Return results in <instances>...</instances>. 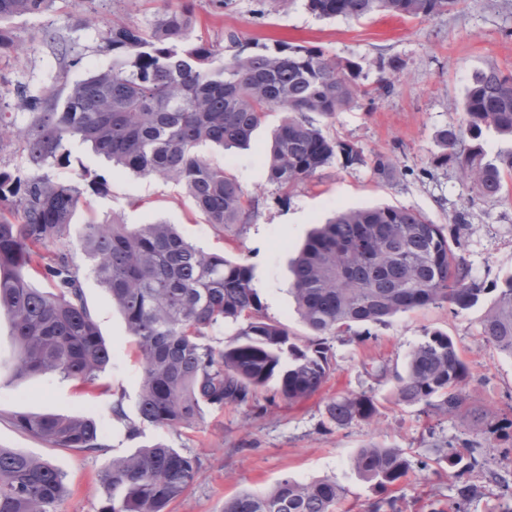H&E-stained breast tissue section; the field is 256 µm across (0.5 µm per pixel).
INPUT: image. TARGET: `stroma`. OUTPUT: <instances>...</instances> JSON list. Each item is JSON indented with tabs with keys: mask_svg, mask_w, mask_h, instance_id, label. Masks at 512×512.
I'll return each instance as SVG.
<instances>
[{
	"mask_svg": "<svg viewBox=\"0 0 512 512\" xmlns=\"http://www.w3.org/2000/svg\"><path fill=\"white\" fill-rule=\"evenodd\" d=\"M177 0H95L98 20L86 25L84 0H57L54 9L0 24L11 48L0 51V91L12 95L17 86L34 94L56 92L64 84L86 78L112 65L103 47V33L113 20L148 27L154 17L175 7ZM195 33L227 57V35L247 41L274 39L315 46L362 67L360 81L377 85L393 82L391 93L374 102L358 101L323 123L337 138L360 148L364 155H391L399 170L396 179L383 182L370 168L348 166L335 159L308 183L282 195L266 180L265 154L272 130L281 120L270 113L255 130L246 150L221 152L200 147L201 155L224 166L255 198V215L242 229L219 232L205 224L181 185L153 177H139L112 167L79 140L68 144V156L55 163L50 175L74 179L83 170L106 178L105 190L88 194L76 210L69 247L78 251L84 225L121 219L147 224L158 219L177 225L188 241L207 251L252 266L253 285L265 315L296 332L304 328L294 312L288 290L290 261L316 223L349 208L399 205L425 214L431 221L453 226L458 216L466 224L459 231L460 255L482 288L474 306L429 307L397 315L384 323L362 325L359 334L328 337L330 372L322 388L310 398L291 404L274 391L258 402L205 412L190 429L142 424L128 437L126 422L136 419L140 363L120 312L105 288L83 274L85 295L99 331L112 347V363L101 375L98 389H86L58 376L16 377L12 363L16 345L10 320L0 310V448H10L50 461L66 476L67 493L59 512H102L106 501L98 474L112 459L143 445L166 443L199 461V476L174 512H224L228 499L243 493L270 491L283 477L302 482L329 478L345 490L337 512H365L377 493L372 482L352 466L359 448L375 442L403 449L413 472L401 486L402 512H421L425 503L446 502L459 481L477 486L466 512H498L481 472L456 477L435 462L440 447L469 439L482 443L491 466L512 478V439L484 446L481 428L466 432L453 416L424 413L421 406L396 403L395 372L403 370L408 353L425 331L447 332L468 364L463 386L465 405L485 421L501 418L512 409V359L486 346L480 324L495 299V288L512 275V195L501 201L482 199L464 186L455 164L436 165L442 152L438 133L459 123L473 75L493 66L512 72V0H460L450 12L420 19L381 14L355 21L323 19L309 12L305 0H231L220 9L212 0H193ZM65 39L70 65L58 55L50 36ZM368 392L375 396L379 414L370 422L339 428L330 423L325 406L336 394ZM122 402L126 420L112 413ZM18 413L83 415L94 418L107 436L108 446L90 455L55 448L31 437L13 423Z\"/></svg>",
	"mask_w": 512,
	"mask_h": 512,
	"instance_id": "1",
	"label": "stroma"
}]
</instances>
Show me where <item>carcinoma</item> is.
Instances as JSON below:
<instances>
[{
	"label": "carcinoma",
	"instance_id": "obj_1",
	"mask_svg": "<svg viewBox=\"0 0 512 512\" xmlns=\"http://www.w3.org/2000/svg\"><path fill=\"white\" fill-rule=\"evenodd\" d=\"M459 0H306L321 18L360 21L375 14L428 17ZM55 0H0V24L38 15ZM191 0L165 10L149 27L114 20L104 37L112 67L64 87L63 99L38 96L20 86L15 106L29 119L17 125L0 104V151L12 147L22 164L0 171V309L8 311L18 345L19 376L57 374L83 387L98 386L112 362L87 304L74 254L68 247L72 217L88 191L105 184L87 171L73 180L50 177L70 139L137 176H158L183 184L194 209L217 230L247 224L254 200L241 184L198 153L206 143L223 149L249 145L254 129L270 112H281L267 158V182L283 194L328 167L370 164L383 180L395 167L391 156L366 160L354 145L327 133L332 118L393 82L370 90L358 82L361 66L321 50L276 40L249 43L227 36L234 53L216 64V49L194 28ZM512 138V73L491 68L475 75L467 89L463 118L440 132V165L453 161L461 180L485 200H497L512 178V158L487 160L486 131ZM90 272L107 290L136 344L142 372L139 422L190 427L205 410L254 400L276 382L290 404L315 394L329 371L327 336H343L366 323L444 304L473 306L483 289L456 256L445 228L420 212L398 206L342 210L319 225L293 261L290 293L305 327L320 342L305 343L285 325L269 320L253 288L250 265L208 253L184 239L175 225L159 220L130 226L118 219L87 224L81 237ZM49 287L39 288L34 280ZM229 322L236 332L216 347L206 330ZM484 342L512 357V275L504 279L481 322ZM469 375L459 347L438 331L408 354L396 375L394 396L452 415L471 427L461 385ZM379 412L365 392L337 396L326 406L338 427L368 421ZM15 425L55 448L95 453L106 447L97 422L82 415L20 413ZM436 463L453 474L486 470L512 512V483L500 478L465 441L439 452ZM352 465L382 497L368 512H402L394 492L412 465L399 448L368 444ZM197 458L163 443L143 446L112 460L100 472L106 496L103 512H169V506L197 480ZM475 492L456 487L448 502L430 512H462ZM66 493L65 474L51 463L0 448V512H58ZM344 489L329 479L302 483L280 479L265 494L243 493L224 503V512H336Z\"/></svg>",
	"mask_w": 512,
	"mask_h": 512
}]
</instances>
